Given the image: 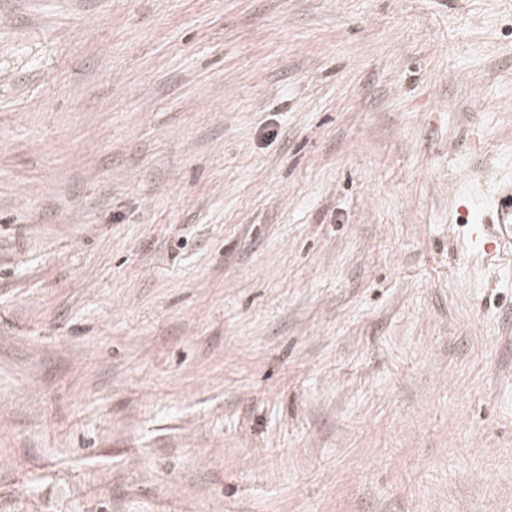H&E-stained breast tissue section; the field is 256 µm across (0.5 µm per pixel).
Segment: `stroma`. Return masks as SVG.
I'll return each instance as SVG.
<instances>
[{"label": "stroma", "instance_id": "stroma-1", "mask_svg": "<svg viewBox=\"0 0 512 512\" xmlns=\"http://www.w3.org/2000/svg\"><path fill=\"white\" fill-rule=\"evenodd\" d=\"M512 0H0V512H512ZM469 225L475 240L483 243L490 253L497 245L512 243V181H506L499 189L495 205L480 217L479 224ZM491 247V250L488 249Z\"/></svg>", "mask_w": 512, "mask_h": 512}]
</instances>
